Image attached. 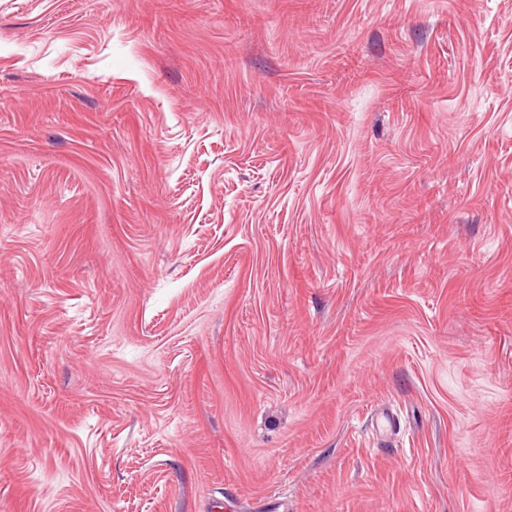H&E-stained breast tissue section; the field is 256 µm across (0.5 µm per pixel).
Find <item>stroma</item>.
Masks as SVG:
<instances>
[{
    "label": "stroma",
    "instance_id": "stroma-1",
    "mask_svg": "<svg viewBox=\"0 0 512 512\" xmlns=\"http://www.w3.org/2000/svg\"><path fill=\"white\" fill-rule=\"evenodd\" d=\"M0 512H512V0H0Z\"/></svg>",
    "mask_w": 512,
    "mask_h": 512
}]
</instances>
